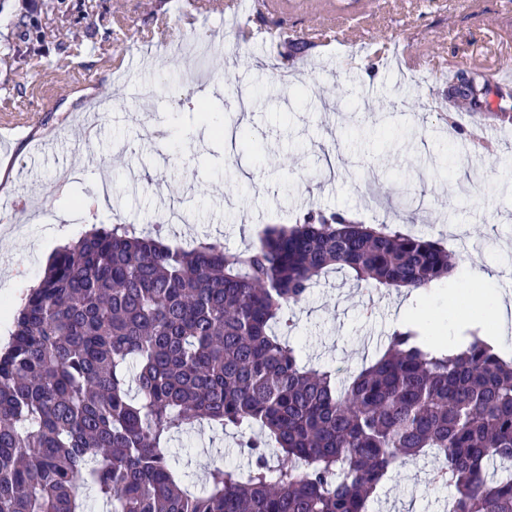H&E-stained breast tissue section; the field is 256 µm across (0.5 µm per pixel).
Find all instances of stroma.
<instances>
[{
	"label": "stroma",
	"instance_id": "obj_1",
	"mask_svg": "<svg viewBox=\"0 0 512 512\" xmlns=\"http://www.w3.org/2000/svg\"><path fill=\"white\" fill-rule=\"evenodd\" d=\"M146 2L99 0L125 21L112 32L114 49L148 47L151 67L108 71L88 56L64 90L31 72L11 111L0 112V124L15 127L0 143V289L23 294L37 283L60 246L63 213L106 177L111 204L92 211L91 223L160 224L185 248L210 238L241 250L313 206L401 225L461 260L478 254L497 277L512 273V125L497 129L491 151L473 150L444 121L456 110L447 83L410 66L424 46L433 59L495 72L512 61V0H284L279 15L252 0L248 20H278L302 37L331 29L338 39L334 53L306 50L287 84L267 66L272 49L236 42L226 0H211L191 29L179 20L191 0H175L163 18ZM195 40L210 45L202 72L178 52ZM206 83L220 86L212 123L249 129L261 153L204 140L193 102ZM101 84L110 109L88 143L83 114ZM408 195L416 214L401 205ZM401 297L329 273L293 310L303 361L343 376L356 370L385 343ZM170 455L198 489L211 464L250 463L233 429L207 424L175 435ZM448 495L410 461L382 487L378 512H439Z\"/></svg>",
	"mask_w": 512,
	"mask_h": 512
}]
</instances>
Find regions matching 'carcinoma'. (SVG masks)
Wrapping results in <instances>:
<instances>
[{
	"label": "carcinoma",
	"mask_w": 512,
	"mask_h": 512,
	"mask_svg": "<svg viewBox=\"0 0 512 512\" xmlns=\"http://www.w3.org/2000/svg\"><path fill=\"white\" fill-rule=\"evenodd\" d=\"M94 0H38L0 33V100L25 87L54 37L61 76L91 54L112 67ZM312 38L276 24L289 61ZM488 75L457 68L448 98L483 115ZM441 242L390 224L310 210L242 252L190 249L132 224L59 249L0 351V512H369L398 466L450 486L447 512H512V360L478 336L455 355L417 325L394 328L356 373L313 368L274 331L320 278L341 269L378 291L454 275ZM201 419L241 433L247 475L217 463L191 493L172 437Z\"/></svg>",
	"instance_id": "obj_1"
}]
</instances>
